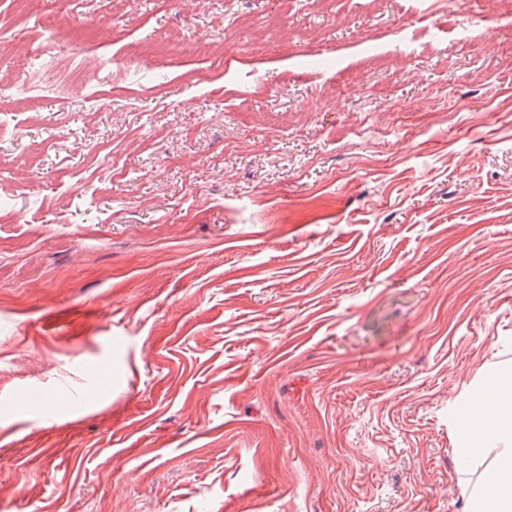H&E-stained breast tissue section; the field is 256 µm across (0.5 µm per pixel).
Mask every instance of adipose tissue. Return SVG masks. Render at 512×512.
<instances>
[{"instance_id": "ef3b65f1", "label": "adipose tissue", "mask_w": 512, "mask_h": 512, "mask_svg": "<svg viewBox=\"0 0 512 512\" xmlns=\"http://www.w3.org/2000/svg\"><path fill=\"white\" fill-rule=\"evenodd\" d=\"M461 463L491 455L463 512H512V371L490 375L457 412Z\"/></svg>"}]
</instances>
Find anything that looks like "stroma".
Here are the masks:
<instances>
[{
	"label": "stroma",
	"instance_id": "1",
	"mask_svg": "<svg viewBox=\"0 0 512 512\" xmlns=\"http://www.w3.org/2000/svg\"><path fill=\"white\" fill-rule=\"evenodd\" d=\"M0 0V512H462L512 367L506 0ZM283 15L282 41L255 43ZM68 394L52 414L38 404Z\"/></svg>",
	"mask_w": 512,
	"mask_h": 512
}]
</instances>
